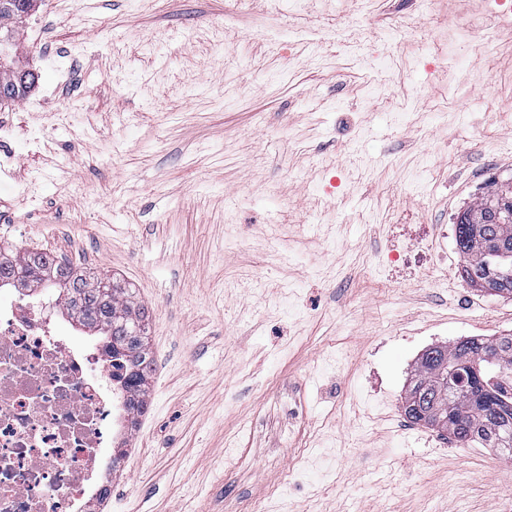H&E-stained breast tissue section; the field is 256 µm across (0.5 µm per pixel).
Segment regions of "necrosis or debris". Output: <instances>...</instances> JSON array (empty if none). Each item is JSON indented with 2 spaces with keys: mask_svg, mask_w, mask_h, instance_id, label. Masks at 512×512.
Masks as SVG:
<instances>
[{
  "mask_svg": "<svg viewBox=\"0 0 512 512\" xmlns=\"http://www.w3.org/2000/svg\"><path fill=\"white\" fill-rule=\"evenodd\" d=\"M123 410L105 347L75 346L57 302L0 292V512H85Z\"/></svg>",
  "mask_w": 512,
  "mask_h": 512,
  "instance_id": "1",
  "label": "necrosis or debris"
}]
</instances>
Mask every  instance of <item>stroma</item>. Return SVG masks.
Returning <instances> with one entry per match:
<instances>
[{
	"label": "stroma",
	"instance_id": "obj_1",
	"mask_svg": "<svg viewBox=\"0 0 512 512\" xmlns=\"http://www.w3.org/2000/svg\"><path fill=\"white\" fill-rule=\"evenodd\" d=\"M19 60L0 248L150 315L147 409L87 512H512V460L403 412L425 350L512 334L452 237L512 175V11L38 0ZM400 222L431 255L393 278Z\"/></svg>",
	"mask_w": 512,
	"mask_h": 512
}]
</instances>
